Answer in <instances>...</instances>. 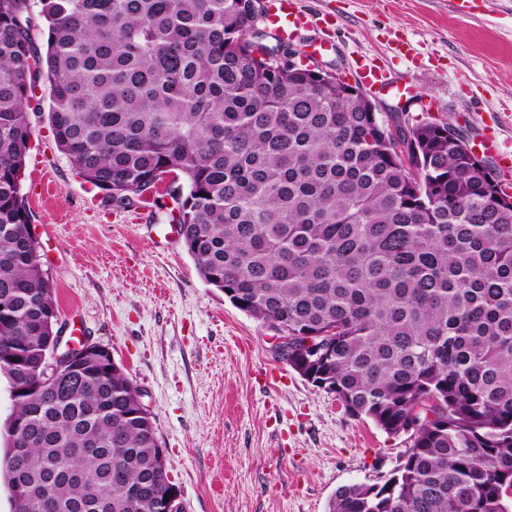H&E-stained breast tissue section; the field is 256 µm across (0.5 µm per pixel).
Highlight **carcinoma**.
I'll return each mask as SVG.
<instances>
[{
    "instance_id": "obj_1",
    "label": "carcinoma",
    "mask_w": 512,
    "mask_h": 512,
    "mask_svg": "<svg viewBox=\"0 0 512 512\" xmlns=\"http://www.w3.org/2000/svg\"><path fill=\"white\" fill-rule=\"evenodd\" d=\"M0 0V473L39 512H158L175 484L125 369L94 352L57 383L55 305L21 185L30 114L119 207L168 182L203 280L290 336L283 359L389 434L435 401L381 485L328 512H512V204L443 122L394 136L357 86L256 40L258 0ZM184 184H176L179 178ZM24 449L15 456L12 450ZM13 411V401L10 396V385L8 380L0 376V428L2 434L0 436V455H3L6 447V437L3 427L10 414Z\"/></svg>"
}]
</instances>
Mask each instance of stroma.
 Listing matches in <instances>:
<instances>
[{"label": "stroma", "mask_w": 512, "mask_h": 512, "mask_svg": "<svg viewBox=\"0 0 512 512\" xmlns=\"http://www.w3.org/2000/svg\"><path fill=\"white\" fill-rule=\"evenodd\" d=\"M335 25L295 48L358 84L361 62L391 80L371 89L386 130L428 113L469 141L500 129L512 150V0H301ZM22 192L72 344L109 349L155 417L182 512H327L336 489L383 482L407 448L347 413L281 358L273 331L208 285L180 238L176 203L107 205L31 117Z\"/></svg>", "instance_id": "obj_1"}]
</instances>
